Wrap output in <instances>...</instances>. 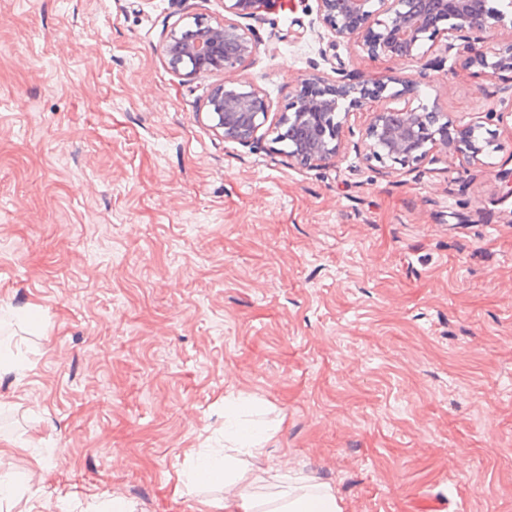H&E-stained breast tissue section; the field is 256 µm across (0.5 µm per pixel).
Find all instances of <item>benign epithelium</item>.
Wrapping results in <instances>:
<instances>
[{
  "label": "benign epithelium",
  "instance_id": "7a95c632",
  "mask_svg": "<svg viewBox=\"0 0 512 512\" xmlns=\"http://www.w3.org/2000/svg\"><path fill=\"white\" fill-rule=\"evenodd\" d=\"M268 0H224L222 18L196 17L193 24L173 29L166 37L163 54L170 69L194 79L215 72L224 81L212 86L205 107L224 138L244 147L255 142L257 131L271 110L267 96L254 85L235 78L244 58L253 55L257 41L245 20L256 16ZM318 23L329 33L327 48L354 39L371 57L420 60L422 49L440 39L446 48L469 54L471 63L497 73L512 71V42L489 58L474 53L483 33L512 29V7L487 6V0H318ZM337 78L311 75L297 85L274 126L275 140L293 141L288 158L301 166L338 157L346 116L372 106L373 117L362 139L364 156L370 160L406 163L432 151L453 149L468 163L478 160L490 141L476 135L475 122L448 137L452 122L437 108L402 107L392 102L405 95L398 90L387 96V84L355 76L342 63L333 67Z\"/></svg>",
  "mask_w": 512,
  "mask_h": 512
}]
</instances>
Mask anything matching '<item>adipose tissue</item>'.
Wrapping results in <instances>:
<instances>
[{
    "label": "adipose tissue",
    "instance_id": "obj_1",
    "mask_svg": "<svg viewBox=\"0 0 512 512\" xmlns=\"http://www.w3.org/2000/svg\"><path fill=\"white\" fill-rule=\"evenodd\" d=\"M201 512H343L332 488L302 484L274 499L257 495L251 486L237 488L224 499H206Z\"/></svg>",
    "mask_w": 512,
    "mask_h": 512
}]
</instances>
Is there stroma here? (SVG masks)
Instances as JSON below:
<instances>
[{
    "label": "stroma",
    "instance_id": "1",
    "mask_svg": "<svg viewBox=\"0 0 512 512\" xmlns=\"http://www.w3.org/2000/svg\"><path fill=\"white\" fill-rule=\"evenodd\" d=\"M317 0H269L238 78L277 118L330 73ZM223 0H0V512H199L189 484L255 404L263 454L233 469L332 487L344 512H512V72L436 43L420 62L337 49L480 122L478 161L397 164L352 145L289 164L206 112L216 73L169 69L166 33ZM304 25L301 39L290 38Z\"/></svg>",
    "mask_w": 512,
    "mask_h": 512
}]
</instances>
